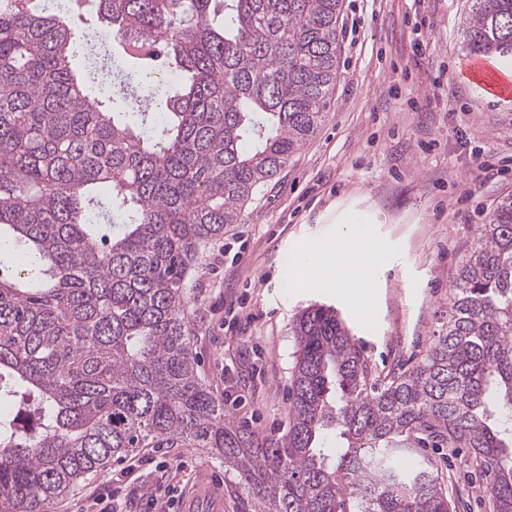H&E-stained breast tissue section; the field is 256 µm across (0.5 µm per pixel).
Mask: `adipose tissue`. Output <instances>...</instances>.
Wrapping results in <instances>:
<instances>
[{
    "mask_svg": "<svg viewBox=\"0 0 512 512\" xmlns=\"http://www.w3.org/2000/svg\"><path fill=\"white\" fill-rule=\"evenodd\" d=\"M350 272L354 289L349 297L356 307H363L378 271L377 258L365 249L361 233L354 225H346L336 241L315 244L304 249L295 260L290 279L301 288H317L335 281L337 269Z\"/></svg>",
    "mask_w": 512,
    "mask_h": 512,
    "instance_id": "ef3b65f1",
    "label": "adipose tissue"
}]
</instances>
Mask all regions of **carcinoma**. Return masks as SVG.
<instances>
[{
	"instance_id": "cac0c4a2",
	"label": "carcinoma",
	"mask_w": 512,
	"mask_h": 512,
	"mask_svg": "<svg viewBox=\"0 0 512 512\" xmlns=\"http://www.w3.org/2000/svg\"><path fill=\"white\" fill-rule=\"evenodd\" d=\"M0 0V512L46 505L139 448H209L262 512H449L432 443L512 512V195L459 265L448 330L379 383L331 306L293 325L288 429L226 420L197 374L184 281L327 118L343 0ZM113 41L95 53L87 30ZM467 49L512 59V0H471ZM124 105L104 111L86 87ZM341 442L323 448L329 432Z\"/></svg>"
}]
</instances>
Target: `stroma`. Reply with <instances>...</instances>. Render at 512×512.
<instances>
[{
    "mask_svg": "<svg viewBox=\"0 0 512 512\" xmlns=\"http://www.w3.org/2000/svg\"><path fill=\"white\" fill-rule=\"evenodd\" d=\"M469 0H343L338 77L316 136L245 208L242 223L199 252L186 279L190 331L202 381L236 426L265 437L288 427L295 344L291 328L312 304L334 307L380 381L426 358L448 325V296L479 224L512 194V174L465 198L476 157L512 152V102L475 99L453 73L467 57ZM424 55H417V43ZM445 82L426 101L433 79ZM364 225L382 272L358 313L345 289L285 286V265L309 245ZM245 302L247 333L224 326V299ZM432 458L450 512H488L489 492L458 448L417 450ZM182 500L145 499L159 485ZM127 496L128 512H186L209 501L220 512H259L253 495L205 448H142L109 464L48 512H82L95 490Z\"/></svg>",
    "mask_w": 512,
    "mask_h": 512,
    "instance_id": "stroma-1",
    "label": "stroma"
}]
</instances>
